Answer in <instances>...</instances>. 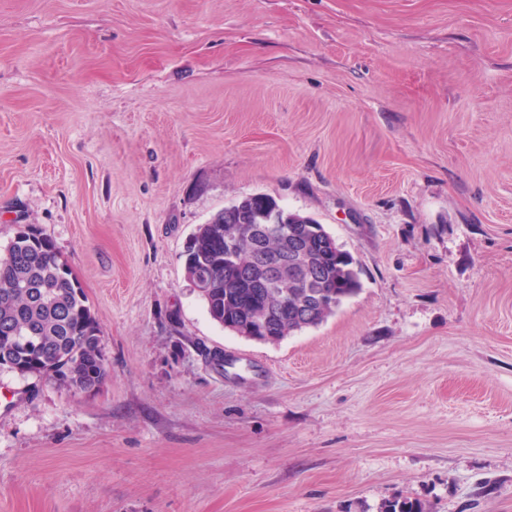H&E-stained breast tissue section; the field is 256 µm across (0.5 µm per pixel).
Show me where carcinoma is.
<instances>
[{"instance_id": "carcinoma-1", "label": "carcinoma", "mask_w": 512, "mask_h": 512, "mask_svg": "<svg viewBox=\"0 0 512 512\" xmlns=\"http://www.w3.org/2000/svg\"><path fill=\"white\" fill-rule=\"evenodd\" d=\"M285 224L301 228L319 222L283 209L272 196L241 198L200 224L184 255L189 281L219 324L245 331L258 329V340L277 343L316 326L360 289L353 256L341 246H308L288 273L270 284L269 271L257 255L245 225H260L273 211ZM239 242L237 260L224 258L219 240ZM268 254L291 253L288 238L264 236ZM311 279L301 287L296 275ZM100 325L84 293L60 261L52 242L37 225L22 224L0 252V369L36 376L76 391L100 388L103 366ZM380 512H432L430 504L402 495L386 500Z\"/></svg>"}]
</instances>
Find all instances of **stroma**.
<instances>
[{"mask_svg": "<svg viewBox=\"0 0 512 512\" xmlns=\"http://www.w3.org/2000/svg\"><path fill=\"white\" fill-rule=\"evenodd\" d=\"M255 194L361 283L276 344L182 257ZM22 224L109 376L0 370V512H512V0H0V249ZM380 512H432V508L420 499L397 495L386 500Z\"/></svg>", "mask_w": 512, "mask_h": 512, "instance_id": "35a3bbf8", "label": "stroma"}]
</instances>
